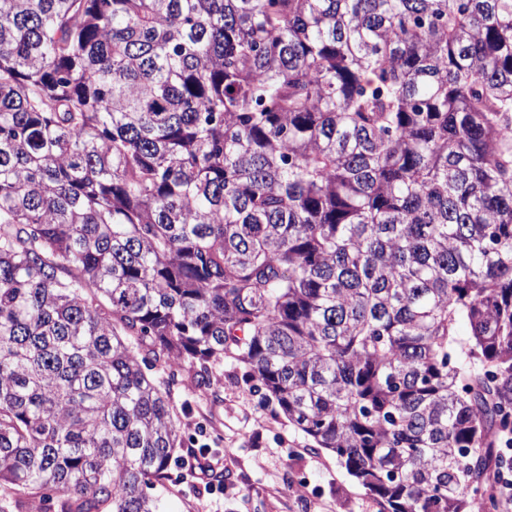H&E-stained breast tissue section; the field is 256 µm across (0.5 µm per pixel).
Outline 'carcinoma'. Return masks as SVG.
<instances>
[{"mask_svg": "<svg viewBox=\"0 0 512 512\" xmlns=\"http://www.w3.org/2000/svg\"><path fill=\"white\" fill-rule=\"evenodd\" d=\"M510 124L512 0H0V512H167L150 371L226 359L382 512H499Z\"/></svg>", "mask_w": 512, "mask_h": 512, "instance_id": "obj_1", "label": "carcinoma"}]
</instances>
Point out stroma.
Returning a JSON list of instances; mask_svg holds the SVG:
<instances>
[{
    "instance_id": "35a3bbf8",
    "label": "stroma",
    "mask_w": 512,
    "mask_h": 512,
    "mask_svg": "<svg viewBox=\"0 0 512 512\" xmlns=\"http://www.w3.org/2000/svg\"><path fill=\"white\" fill-rule=\"evenodd\" d=\"M218 373V395L187 379L169 390L184 450L210 448L224 490L206 492L187 469L171 464L168 512H380L334 454L313 449L263 400L242 367L228 361Z\"/></svg>"
}]
</instances>
